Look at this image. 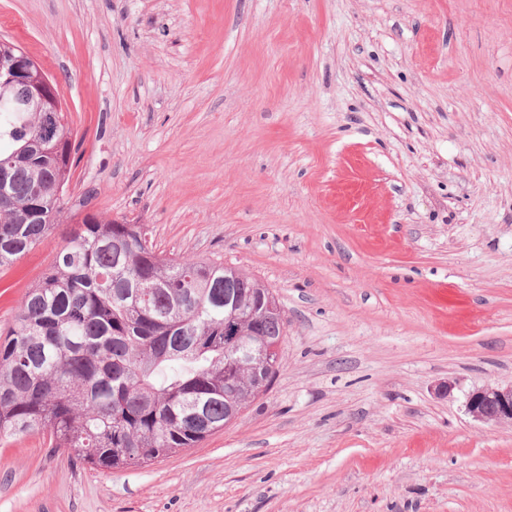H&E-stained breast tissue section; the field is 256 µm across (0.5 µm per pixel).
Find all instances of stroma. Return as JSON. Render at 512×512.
<instances>
[{
	"instance_id": "obj_1",
	"label": "stroma",
	"mask_w": 512,
	"mask_h": 512,
	"mask_svg": "<svg viewBox=\"0 0 512 512\" xmlns=\"http://www.w3.org/2000/svg\"><path fill=\"white\" fill-rule=\"evenodd\" d=\"M0 39L61 88L72 197L288 319L195 447L0 440V512H512V428L464 407L512 382V0H0ZM66 232L0 268V332Z\"/></svg>"
}]
</instances>
